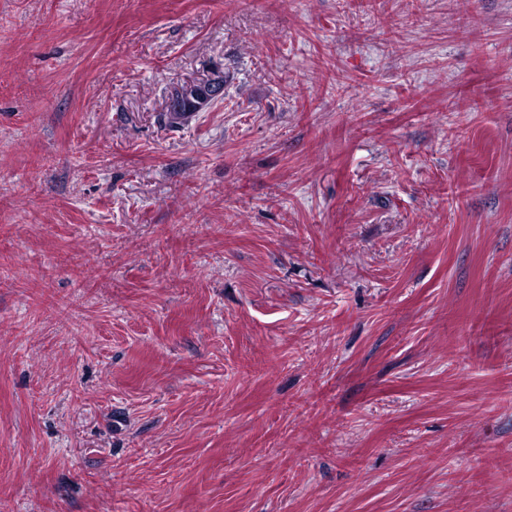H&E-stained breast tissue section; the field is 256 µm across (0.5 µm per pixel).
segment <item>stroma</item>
<instances>
[{
    "instance_id": "obj_1",
    "label": "stroma",
    "mask_w": 512,
    "mask_h": 512,
    "mask_svg": "<svg viewBox=\"0 0 512 512\" xmlns=\"http://www.w3.org/2000/svg\"><path fill=\"white\" fill-rule=\"evenodd\" d=\"M0 512H512V0H0ZM224 97V72L212 69L205 78L177 85L172 90L168 112H201Z\"/></svg>"
}]
</instances>
